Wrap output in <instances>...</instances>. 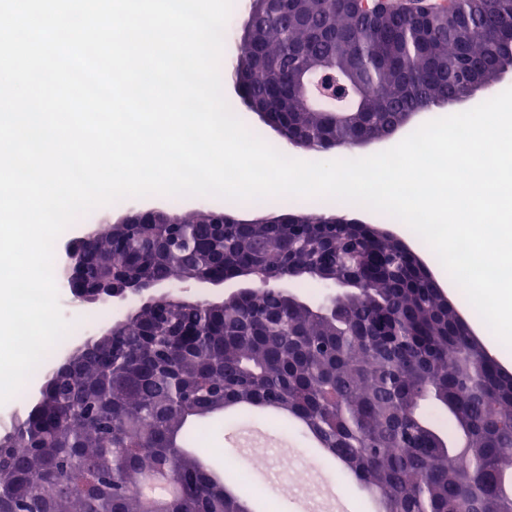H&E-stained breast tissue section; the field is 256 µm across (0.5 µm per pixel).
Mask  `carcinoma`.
Returning <instances> with one entry per match:
<instances>
[{"label": "carcinoma", "instance_id": "cac0c4a2", "mask_svg": "<svg viewBox=\"0 0 512 512\" xmlns=\"http://www.w3.org/2000/svg\"><path fill=\"white\" fill-rule=\"evenodd\" d=\"M256 46L236 54L255 110L292 99L275 119L305 132L309 150L353 149L387 138L417 109L433 112L472 79L500 81L498 44L512 42V0H454L422 21L366 15L361 3L294 0L260 19ZM328 58L358 73L362 91L307 103L273 85ZM174 224L138 218L100 230L82 255L87 282L100 269L120 282L257 267L269 276L240 299L212 305L176 295L131 308L124 329L85 340L63 373L42 376L0 437V512H251L194 447L193 418L230 406H268L315 434L334 460L383 502L382 512H512V374L483 359L456 308L396 238L362 224L246 226L233 210ZM369 281L316 312L278 283L349 279L367 252ZM448 413L443 429L428 405ZM93 484L77 488L83 472Z\"/></svg>", "mask_w": 512, "mask_h": 512}]
</instances>
